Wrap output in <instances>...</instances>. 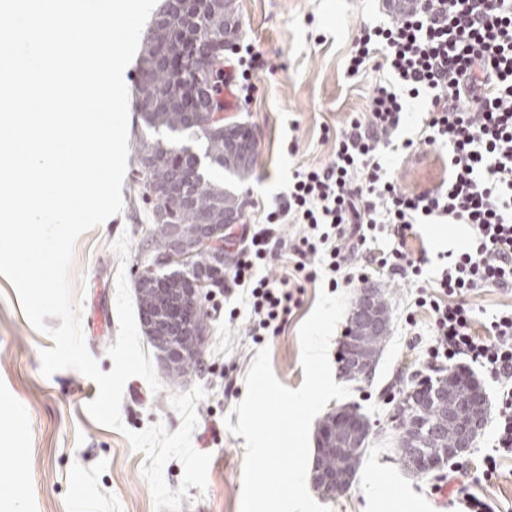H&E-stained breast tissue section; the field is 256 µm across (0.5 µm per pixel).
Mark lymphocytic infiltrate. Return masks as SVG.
I'll list each match as a JSON object with an SVG mask.
<instances>
[{
  "mask_svg": "<svg viewBox=\"0 0 512 512\" xmlns=\"http://www.w3.org/2000/svg\"><path fill=\"white\" fill-rule=\"evenodd\" d=\"M382 56L364 116H352L326 165L296 170L266 215L270 224L305 227L290 246L294 275L257 279L268 240L256 234L234 279L247 285L253 327L261 341L277 333L300 306L303 282L323 267L331 287L361 280L347 250L368 246V263L417 278L407 250L415 224L438 218L469 226L472 238L415 307L432 316L428 355L464 359L504 381L495 428L496 452L512 455V309L476 323L468 294L512 286V0H417L409 14L366 26L353 41L348 70L364 71ZM426 120L422 143L448 149V179L416 193L387 176L381 151L416 99ZM390 239L377 247L378 234Z\"/></svg>",
  "mask_w": 512,
  "mask_h": 512,
  "instance_id": "f902f5d3",
  "label": "lymphocytic infiltrate"
}]
</instances>
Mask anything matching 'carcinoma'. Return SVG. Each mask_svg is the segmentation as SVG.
Listing matches in <instances>:
<instances>
[{
    "instance_id": "obj_1",
    "label": "carcinoma",
    "mask_w": 512,
    "mask_h": 512,
    "mask_svg": "<svg viewBox=\"0 0 512 512\" xmlns=\"http://www.w3.org/2000/svg\"><path fill=\"white\" fill-rule=\"evenodd\" d=\"M211 3L208 0H184L179 10L164 12L153 23L143 38L139 63V76L134 88V105L142 121L149 127L165 129L172 133L193 128L189 113L224 111V65H219L203 83L194 85L193 76L167 63L168 58L177 55L178 48L212 49L215 41L224 37L234 38L237 30L224 22L218 27L210 16ZM246 128L232 126L222 134L200 135L205 140V149L212 158V164L246 178L252 166L240 160L239 151L245 146ZM151 160L150 177L154 181H170L179 175L180 181L189 186L193 200L187 201L181 187H170L164 204L168 214L178 224H193L207 214L221 217L217 207L226 212L242 206L239 198L224 187L207 180L196 168L192 155L182 149L165 146L160 142H142L136 154L137 165ZM465 397L458 387H448V401L435 410L425 404L419 411L423 430L439 428L443 434L432 440L417 442L413 447L422 449L431 457L442 455V449L450 448L455 442V429L447 419L450 408Z\"/></svg>"
}]
</instances>
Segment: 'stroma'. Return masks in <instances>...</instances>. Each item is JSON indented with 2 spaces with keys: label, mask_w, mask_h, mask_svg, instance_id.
Masks as SVG:
<instances>
[{
  "label": "stroma",
  "mask_w": 512,
  "mask_h": 512,
  "mask_svg": "<svg viewBox=\"0 0 512 512\" xmlns=\"http://www.w3.org/2000/svg\"><path fill=\"white\" fill-rule=\"evenodd\" d=\"M237 8L242 24L237 51L254 46L274 65L273 71L255 72V92L224 113L225 122L257 132L255 165L244 180L207 163L202 170L207 179L246 201V234L269 229L267 253L255 272L280 278L290 268L285 244L301 236L302 228L289 223L266 227V213L295 169L332 160L337 131L349 115L364 112L366 88L375 73L350 75L347 52L361 23L382 21L383 0H237ZM388 168L404 188L418 191L447 176L448 153L438 146H423L390 157ZM135 169V159H128L122 213L79 236L72 248L70 279L85 288L80 315L85 343L106 373L113 368L108 348L115 344L119 329L116 277L125 274L128 285L136 286L142 270L140 253L154 240L152 203L137 182ZM415 231L408 250L412 258L424 261L419 281L368 265L363 252L350 255L352 265L365 271L361 281L348 286L350 300H357L363 289H380L391 309V330L372 379L349 383L350 399L370 425L362 464L344 493L321 498L320 503L331 512H461L462 498L472 494L488 504L489 512H512V458L497 457L493 475L484 474L485 459L493 452L494 417L503 386L480 367L470 363L466 369L485 398L491 419L456 463V476L412 475L396 454L399 432L390 417L434 367L427 355L430 315L415 311L414 299L419 287L430 285L445 268L447 253L459 251L471 235L460 224H419ZM124 235L131 246L122 262L112 245ZM327 285L322 273L306 282L301 305L290 320L258 344L249 333L246 288L225 279L223 287L213 289L203 301L209 318L202 359L183 369H168L149 336H142V350L162 389L155 393L144 379H129L121 406L125 428L119 431L87 414V404L98 394L94 381L74 370L42 375L40 352L53 342L33 328L13 285L0 275V476L22 486L10 512H155L142 475L144 455L130 449L124 432L158 422L168 432L177 431L181 418L170 398L197 385L206 396L196 406L192 444L212 459L206 488L189 487L181 512H240L245 439L232 435L227 426L239 421L233 409L246 394V374L259 347L265 346L278 380L291 389L301 386L299 329ZM410 313L416 319L412 326L406 322Z\"/></svg>",
  "instance_id": "stroma-1"
}]
</instances>
